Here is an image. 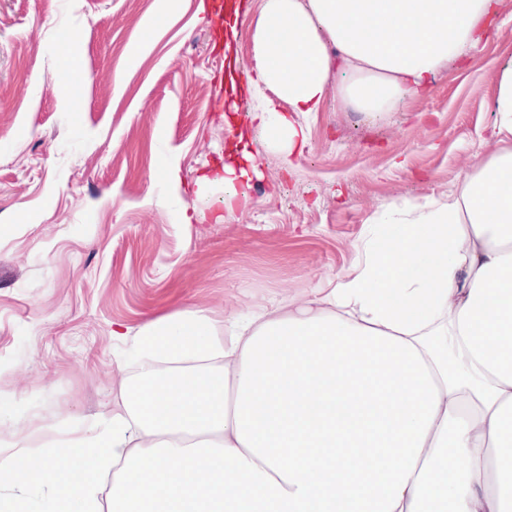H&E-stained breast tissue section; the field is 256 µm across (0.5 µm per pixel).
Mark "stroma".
<instances>
[{
  "mask_svg": "<svg viewBox=\"0 0 512 512\" xmlns=\"http://www.w3.org/2000/svg\"><path fill=\"white\" fill-rule=\"evenodd\" d=\"M201 2L160 19L156 0H0L2 441L119 402L116 364L136 365L124 338L152 320L249 314L325 287L387 207L447 200L494 151L512 0L475 56L394 111L368 116L328 94L293 165L250 130L257 193L225 210L213 175L239 128L216 98L226 56L254 65L263 0H244L225 53ZM74 62L88 75L77 112L58 91Z\"/></svg>",
  "mask_w": 512,
  "mask_h": 512,
  "instance_id": "stroma-1",
  "label": "stroma"
}]
</instances>
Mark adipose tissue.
I'll return each instance as SVG.
<instances>
[{
	"label": "adipose tissue",
	"instance_id": "adipose-tissue-1",
	"mask_svg": "<svg viewBox=\"0 0 512 512\" xmlns=\"http://www.w3.org/2000/svg\"><path fill=\"white\" fill-rule=\"evenodd\" d=\"M498 0H263L251 121L292 162L336 97L390 112L487 35ZM495 153L442 204L390 207L332 288L131 339L112 409L0 441L11 512H512V61ZM119 477L111 489L102 478Z\"/></svg>",
	"mask_w": 512,
	"mask_h": 512
}]
</instances>
